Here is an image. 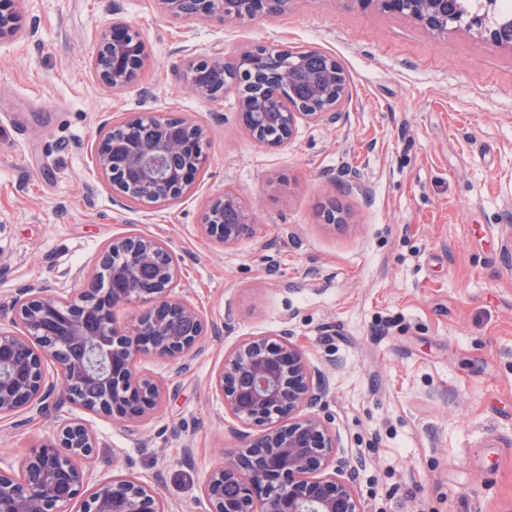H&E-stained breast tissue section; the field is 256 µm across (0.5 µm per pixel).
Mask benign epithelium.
I'll return each mask as SVG.
<instances>
[{
    "instance_id": "obj_1",
    "label": "benign epithelium",
    "mask_w": 512,
    "mask_h": 512,
    "mask_svg": "<svg viewBox=\"0 0 512 512\" xmlns=\"http://www.w3.org/2000/svg\"><path fill=\"white\" fill-rule=\"evenodd\" d=\"M166 14L190 23L271 19L288 11L291 0H156ZM362 10L399 16L434 35L464 27L489 44L512 52V16H490L485 9L465 12L459 0H350ZM24 30L19 0H0V42ZM275 45H258L238 55L220 50L189 53L179 80L209 101L232 89L241 126L256 141L281 146L302 123L336 119L349 96L350 78L339 61L313 87L307 108L288 100L276 112L271 102L292 83L300 61ZM97 83L109 91L126 88L147 64L140 31L114 23L92 51ZM229 71L232 77L211 88L201 83L203 69ZM205 128L186 115L129 112L120 122L107 119L94 142L98 173L122 199H177L192 191L207 162ZM349 214L336 202L323 208L326 224H345ZM211 239L235 243L254 232L253 212L233 192L212 198L200 217ZM109 269L112 287H100ZM179 265L164 243L145 235L115 239L102 252L99 271L79 294L65 288H30L15 302L14 316L0 322V422L23 413H41L46 401L103 413L125 427L140 426L160 408L163 388L137 371L146 355L180 361L185 370L205 333L200 311L172 295ZM139 310L120 322L115 309ZM112 338V348L91 349L84 360L61 361L51 342L62 337ZM52 360L55 374L46 361ZM102 384L93 400L81 398L89 381ZM243 447L229 453L224 467L204 486L212 512H364L354 487L355 467L336 454L328 422L316 409L328 392L325 374L307 364L288 329L278 339L254 336L230 354L214 380ZM95 434L85 421L65 419L54 439L33 445L8 461L0 457V512H73L88 483ZM79 512H165L156 489L136 477L116 475L97 485Z\"/></svg>"
}]
</instances>
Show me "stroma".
Wrapping results in <instances>:
<instances>
[{
    "label": "stroma",
    "mask_w": 512,
    "mask_h": 512,
    "mask_svg": "<svg viewBox=\"0 0 512 512\" xmlns=\"http://www.w3.org/2000/svg\"><path fill=\"white\" fill-rule=\"evenodd\" d=\"M19 5L34 30L0 43V320L21 289L80 288L101 249L131 233L172 250L173 293L206 320L187 370L141 360L165 388L141 431L90 417L91 484L128 474L169 512H210L204 483L240 446L214 378L239 340L286 328L327 374L321 415L358 464L365 512H512V52L351 0H291L280 17L232 24L164 17L155 0ZM115 21L139 29L148 56L118 92L90 64ZM256 43L338 60L350 98L336 121L261 145L240 126L235 93L209 102L180 83L183 47ZM129 112L208 128L192 194L113 202L91 146L102 118ZM227 188L257 228L222 247L200 214ZM332 198L349 223H322ZM80 414L52 405L0 423V456Z\"/></svg>",
    "instance_id": "stroma-1"
}]
</instances>
